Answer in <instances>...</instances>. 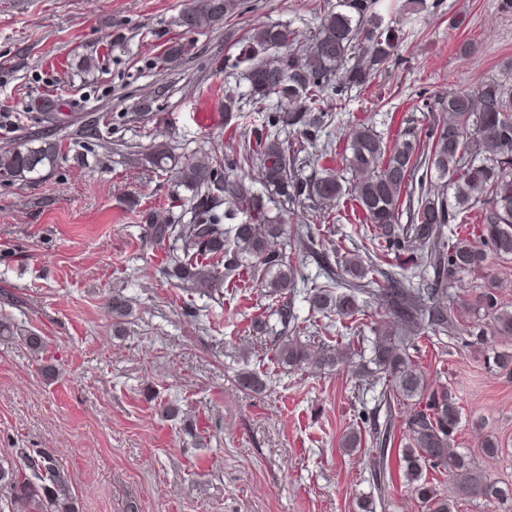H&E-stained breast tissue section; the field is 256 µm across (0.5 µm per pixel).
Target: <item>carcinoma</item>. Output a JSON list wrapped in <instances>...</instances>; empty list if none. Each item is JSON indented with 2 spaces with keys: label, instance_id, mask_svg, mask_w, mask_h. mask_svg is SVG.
Masks as SVG:
<instances>
[{
  "label": "carcinoma",
  "instance_id": "cac0c4a2",
  "mask_svg": "<svg viewBox=\"0 0 512 512\" xmlns=\"http://www.w3.org/2000/svg\"><path fill=\"white\" fill-rule=\"evenodd\" d=\"M244 0H190L179 16L187 32L214 26L239 13ZM406 23L391 16L381 0H336L324 11L315 30L304 34L285 25H261L242 39L241 54L250 62L248 97L266 113V127L292 129L300 139L316 144L326 119L332 118L329 101L371 81L397 54L413 18ZM307 43L299 52L296 46ZM276 96L280 106L265 102ZM60 146L45 142L0 154V179L27 180L57 165ZM343 169L324 168L317 174L297 172V155L288 139L257 135L226 153L222 146L211 153L182 161L168 143L152 145L149 163L172 174L176 186L192 193L187 224H143V244L163 255L158 272L202 296L224 293L225 280L243 269L272 300L268 319L253 331L264 337L271 359L283 368L317 367L334 370L348 357L347 348L301 341L303 328L293 310L298 294L292 260L296 254L322 246L302 213H271L247 183L248 170L258 162L263 181L285 204L311 200L356 202L371 229V250L344 256L342 272L327 283L303 290L312 310L349 318L361 314L357 295L368 294L380 306L377 336L357 337L369 348L374 377L384 380L377 397L389 415L371 427L375 448L372 483L381 493L392 480L390 449L392 405L407 400L403 425L408 445L404 484L432 512H456L462 502L512 505V485L493 481L468 456L455 448L459 424L456 396L430 388L422 366L404 344L405 337L390 331V323L413 333L448 334L455 328V308L444 302L448 286L462 287L473 297L472 309L484 311L497 336H512V306L499 304L495 288L463 287L464 275L487 264L490 256L512 257V78L495 79L476 89L448 88L441 112L427 127L402 135L388 145L373 129L358 125L349 133ZM436 179L452 191L431 193ZM227 205L224 218L242 211L238 224L220 223L217 208ZM481 206L477 225L481 246L467 238L450 239L445 228ZM410 222L401 223L403 210ZM400 268L415 270L428 282L426 293L409 288L403 279L387 275L383 283L366 280L369 267L388 254ZM344 291L337 292L338 288ZM112 320L121 325L132 316V301L120 292L109 301ZM238 384L253 393L268 390L267 375L244 369ZM433 470L448 477L455 497L438 494L426 478ZM0 512H78L69 477L53 455L36 448H18L11 462L0 461Z\"/></svg>",
  "mask_w": 512,
  "mask_h": 512
}]
</instances>
